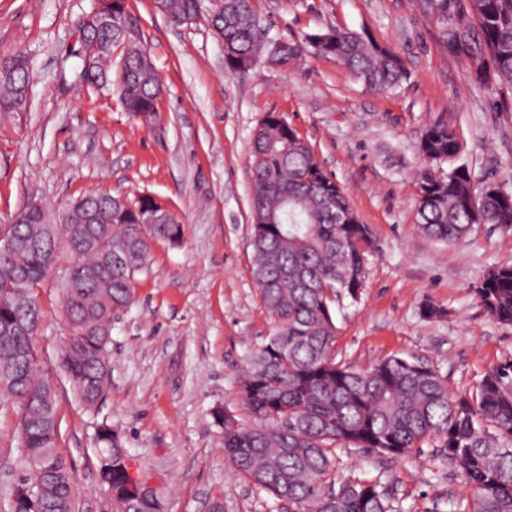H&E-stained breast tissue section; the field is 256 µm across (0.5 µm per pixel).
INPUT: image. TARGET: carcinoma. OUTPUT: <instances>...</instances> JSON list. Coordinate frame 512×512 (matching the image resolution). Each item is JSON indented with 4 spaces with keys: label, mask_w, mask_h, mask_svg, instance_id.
Instances as JSON below:
<instances>
[{
    "label": "carcinoma",
    "mask_w": 512,
    "mask_h": 512,
    "mask_svg": "<svg viewBox=\"0 0 512 512\" xmlns=\"http://www.w3.org/2000/svg\"><path fill=\"white\" fill-rule=\"evenodd\" d=\"M436 42L460 59L470 78L492 95L512 93V0H420ZM81 19L85 54L80 78L98 91L115 86L124 111L156 117L164 86L126 0H98ZM199 0H165V18L193 23ZM234 71L260 59L286 69L303 52L343 63L364 86L396 90L407 79L403 59L366 34L340 28L306 34L278 51L261 33L252 0H222L210 15ZM33 69L18 54L0 61V125L28 110ZM418 149L429 162L419 181L418 223L444 244L464 239L477 224L512 229V186L491 182L473 190L456 130L443 120L421 134ZM251 213L277 215L253 225L252 274L275 321L254 348L243 374L242 402L253 422L244 425L218 409L224 455L233 469L274 501L297 512H395L378 478L332 488L336 445L403 458L431 437L473 490L462 512H512V360L488 370L473 387L452 392L437 369L417 359L383 358L366 368L336 361L334 309L358 297L373 249L344 189L311 145L280 115L268 114L252 136ZM444 163L448 172L440 171ZM162 203L143 196L130 203L95 192L52 213L20 208L0 235L17 249L0 254V395L17 403L22 463L27 474L12 484L8 512H73L76 476L58 450L60 420L54 386L38 372L40 307L36 290L50 272L56 240L67 241L82 274L65 285L68 333L62 367L85 407L105 397L111 377L112 313L133 305L137 276L148 270L152 243L177 245L179 220L149 224ZM487 314L512 324V265L490 269L475 288ZM100 486L112 493V512H166L163 492L132 483L128 450L112 423L96 426Z\"/></svg>",
    "instance_id": "1"
}]
</instances>
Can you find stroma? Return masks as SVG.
Listing matches in <instances>:
<instances>
[{
	"label": "stroma",
	"mask_w": 512,
	"mask_h": 512,
	"mask_svg": "<svg viewBox=\"0 0 512 512\" xmlns=\"http://www.w3.org/2000/svg\"><path fill=\"white\" fill-rule=\"evenodd\" d=\"M96 0H0V59L26 54L35 74L28 112L0 132V224L26 203L57 210L108 191L159 198L184 226L177 246L154 243L135 302L112 322L111 385L93 411L60 366L68 332L62 285L74 257L65 240L38 290L39 370L57 391L60 451L76 472V512H105L95 425L109 419L135 465L162 484L167 512H275L224 456L222 408L249 422L240 398L245 359L275 327L252 275L250 141L268 113L282 116L335 176L376 243L357 299L336 309V355L364 367L387 356L433 365L453 391L512 360V324L487 315L475 293L493 266L512 263V229L476 225L455 245L417 224V151L437 120L464 143L475 187L512 182V96L490 97L443 51L418 0H253L271 37L294 41L332 27L397 52L409 77L392 94L364 88L336 59L302 54L285 70L257 63L230 73L207 19L170 24L153 0H127L164 83L152 121L116 93L87 91L78 21ZM436 317H423L426 307ZM18 408L0 399V512L22 470ZM438 439L390 460L339 449L336 485L381 476L399 512H448L471 487L439 454Z\"/></svg>",
	"instance_id": "obj_1"
}]
</instances>
